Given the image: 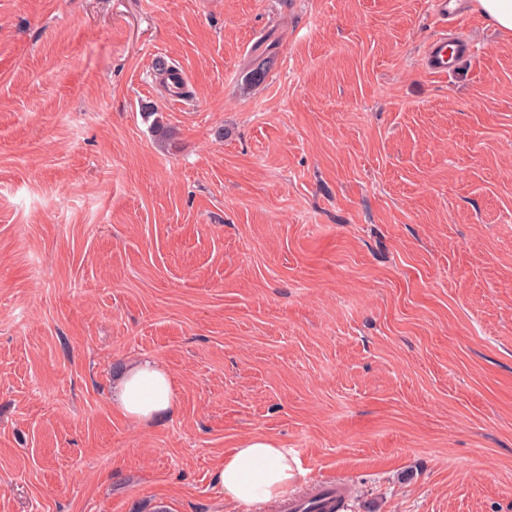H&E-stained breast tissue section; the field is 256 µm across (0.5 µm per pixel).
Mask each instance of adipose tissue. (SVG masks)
<instances>
[{
  "label": "adipose tissue",
  "mask_w": 512,
  "mask_h": 512,
  "mask_svg": "<svg viewBox=\"0 0 512 512\" xmlns=\"http://www.w3.org/2000/svg\"><path fill=\"white\" fill-rule=\"evenodd\" d=\"M178 390L170 372L144 358L123 373L112 392V407L120 415L149 425L173 414ZM301 472L298 459L264 435L239 442L227 454L214 481L226 501L253 506L285 496Z\"/></svg>",
  "instance_id": "1"
}]
</instances>
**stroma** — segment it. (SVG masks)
I'll return each mask as SVG.
<instances>
[{
  "label": "stroma",
  "instance_id": "stroma-1",
  "mask_svg": "<svg viewBox=\"0 0 512 512\" xmlns=\"http://www.w3.org/2000/svg\"><path fill=\"white\" fill-rule=\"evenodd\" d=\"M456 7L0 0V512H248L252 434L346 512H512V31ZM264 41L259 42L255 45L253 49V54L249 61L250 68V80L251 81H260L262 80L269 71L271 61H272V45H267L266 47H262ZM452 45L447 40L433 44L425 58V69L434 74H447L474 53L459 44L449 49ZM178 390L170 372L149 358L123 373L112 392V409L140 424H153L173 414ZM300 472L299 460L287 448L265 435H254L224 457L214 481L224 500L251 508L285 496Z\"/></svg>",
  "mask_w": 512,
  "mask_h": 512
}]
</instances>
